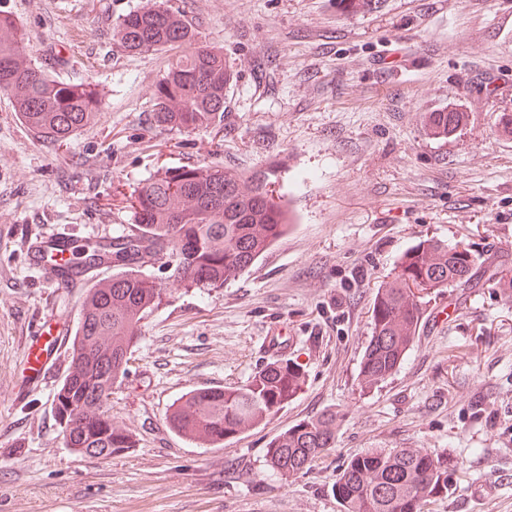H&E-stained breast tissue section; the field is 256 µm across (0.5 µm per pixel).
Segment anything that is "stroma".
I'll return each mask as SVG.
<instances>
[{
  "mask_svg": "<svg viewBox=\"0 0 512 512\" xmlns=\"http://www.w3.org/2000/svg\"><path fill=\"white\" fill-rule=\"evenodd\" d=\"M144 2L0 0L42 70L103 93L98 121L64 146L34 137L0 94V512H340L343 463L374 448L447 455L448 492L425 512H512V137L499 128L512 113V0H175L234 72L217 133L153 122L150 93L181 49L112 40ZM456 102L462 123L434 136L426 116ZM214 163L273 169L292 225L220 288L145 267L163 299L106 404L133 445L76 454L53 409L72 355L35 390L24 341L44 316L73 336L84 292L44 283L24 241L116 233L148 179ZM431 238L467 244L473 275L425 297L407 357L364 390L375 291ZM275 358L306 383L260 427L219 448L169 428L182 394L245 384ZM328 411L340 416L333 450L282 481L269 441Z\"/></svg>",
  "mask_w": 512,
  "mask_h": 512,
  "instance_id": "35a3bbf8",
  "label": "stroma"
}]
</instances>
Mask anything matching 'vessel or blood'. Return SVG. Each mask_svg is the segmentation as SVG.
Wrapping results in <instances>:
<instances>
[{"mask_svg":"<svg viewBox=\"0 0 512 512\" xmlns=\"http://www.w3.org/2000/svg\"><path fill=\"white\" fill-rule=\"evenodd\" d=\"M113 243L112 236L99 237L96 245L100 262L95 266H87L76 256L68 234L41 235L26 242V261L49 287L57 290L77 288L94 280L109 267Z\"/></svg>","mask_w":512,"mask_h":512,"instance_id":"vessel-or-blood-1","label":"vessel or blood"}]
</instances>
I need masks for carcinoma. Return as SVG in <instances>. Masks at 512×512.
Wrapping results in <instances>:
<instances>
[{"label": "carcinoma", "instance_id": "1", "mask_svg": "<svg viewBox=\"0 0 512 512\" xmlns=\"http://www.w3.org/2000/svg\"><path fill=\"white\" fill-rule=\"evenodd\" d=\"M112 40L128 52L184 47L152 93L154 123L194 132L224 121L226 92L233 80L224 51L203 44L186 13L169 0H147L120 18ZM0 93L7 95L35 135L58 144L94 122L101 93L40 69L28 50L26 32L0 13ZM271 173L243 175L220 165H187L149 179L130 195L131 227L115 233L112 264L117 272L92 288L73 336L72 363L53 404L66 447L108 458L132 447L127 431L112 418L83 416L91 403L109 399L125 373L128 351L138 339L145 313L163 288L143 273L156 263L154 248L175 261L173 280L184 287L218 288L248 269L288 229L287 211L269 189ZM475 264L469 247L425 240L406 252L390 280L377 288L373 332L359 369L364 388L384 382L410 350L421 317L423 295L467 281ZM108 336L112 348L91 347ZM305 374L275 359L237 387L195 389L173 405L169 427L189 441L219 445L260 426L302 388ZM336 414L323 413L286 429L266 451L270 469L286 482L334 447ZM341 512H424L433 496L448 493V459L419 448L374 449L352 457L332 487Z\"/></svg>", "mask_w": 512, "mask_h": 512}]
</instances>
